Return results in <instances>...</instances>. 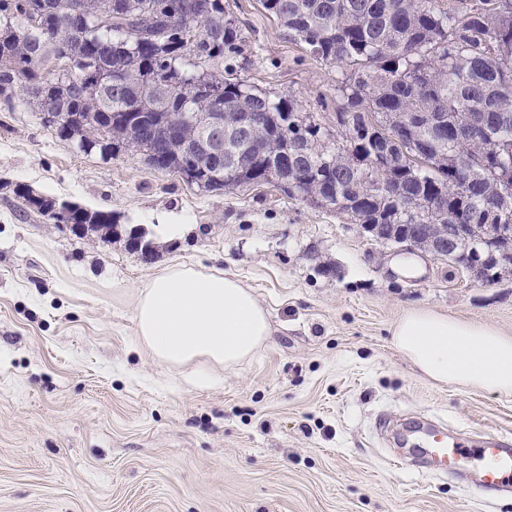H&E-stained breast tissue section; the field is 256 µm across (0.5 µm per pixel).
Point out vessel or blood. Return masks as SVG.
I'll return each mask as SVG.
<instances>
[{"instance_id": "obj_1", "label": "vessel or blood", "mask_w": 512, "mask_h": 512, "mask_svg": "<svg viewBox=\"0 0 512 512\" xmlns=\"http://www.w3.org/2000/svg\"><path fill=\"white\" fill-rule=\"evenodd\" d=\"M414 431L420 436L424 456L438 473L467 470L473 485L480 490L512 484V448L506 447L497 435H490L483 447L470 448L463 440L450 437L446 430L427 427L421 420L416 422Z\"/></svg>"}]
</instances>
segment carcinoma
I'll return each mask as SVG.
<instances>
[{"label": "carcinoma", "instance_id": "obj_1", "mask_svg": "<svg viewBox=\"0 0 512 512\" xmlns=\"http://www.w3.org/2000/svg\"><path fill=\"white\" fill-rule=\"evenodd\" d=\"M82 1L0 0V101L24 85L38 111L69 116L83 152L116 112L143 119L142 137L117 150L151 141L150 167L192 171L207 190L277 178L288 197L326 199L352 224L512 225V0H263L293 41L340 68L329 145L321 123H296L294 99L233 76L245 36L226 0H112L107 24L80 29ZM45 55L84 56L123 85L96 103L42 68ZM202 77L224 111L268 113L261 126L225 127L214 155L175 122L215 111ZM240 154L250 167L225 175Z\"/></svg>", "mask_w": 512, "mask_h": 512}]
</instances>
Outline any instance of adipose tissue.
I'll return each mask as SVG.
<instances>
[{
    "instance_id": "obj_1",
    "label": "adipose tissue",
    "mask_w": 512,
    "mask_h": 512,
    "mask_svg": "<svg viewBox=\"0 0 512 512\" xmlns=\"http://www.w3.org/2000/svg\"><path fill=\"white\" fill-rule=\"evenodd\" d=\"M135 330L152 356L187 381L198 363L233 369L266 347L273 329L251 288L222 272L172 265L138 292ZM391 342L434 383L512 398V336L429 310H412Z\"/></svg>"
}]
</instances>
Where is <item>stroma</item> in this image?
<instances>
[{"label":"stroma","mask_w":512,"mask_h":512,"mask_svg":"<svg viewBox=\"0 0 512 512\" xmlns=\"http://www.w3.org/2000/svg\"><path fill=\"white\" fill-rule=\"evenodd\" d=\"M246 36L238 74L336 124V66L316 61L262 0H228ZM35 191L159 234L149 263L124 238L80 239ZM273 184L206 191L76 152L16 90L0 102V512H512V491L393 467L387 417L424 414L512 445V399L438 386L390 329L426 308L512 335V275L493 285L418 258ZM237 276L273 326L250 362L186 384L135 333L140 287L167 264Z\"/></svg>","instance_id":"1"}]
</instances>
